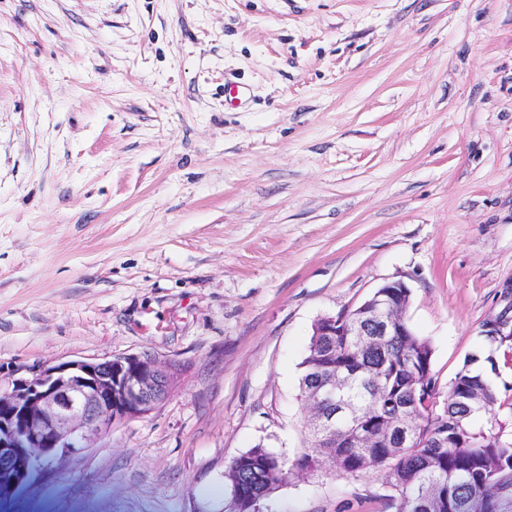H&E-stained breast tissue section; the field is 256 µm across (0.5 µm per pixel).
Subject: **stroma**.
I'll return each mask as SVG.
<instances>
[{
  "label": "stroma",
  "mask_w": 512,
  "mask_h": 512,
  "mask_svg": "<svg viewBox=\"0 0 512 512\" xmlns=\"http://www.w3.org/2000/svg\"><path fill=\"white\" fill-rule=\"evenodd\" d=\"M396 280L447 395L512 303V0H0V372L173 376L5 512H232L235 457L305 451L315 321ZM383 493L326 463L259 508Z\"/></svg>",
  "instance_id": "obj_1"
}]
</instances>
